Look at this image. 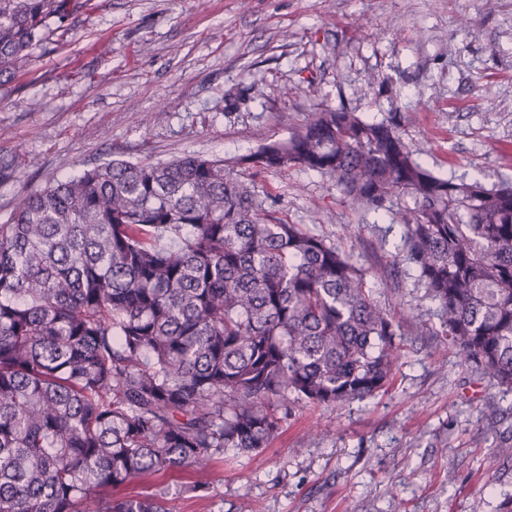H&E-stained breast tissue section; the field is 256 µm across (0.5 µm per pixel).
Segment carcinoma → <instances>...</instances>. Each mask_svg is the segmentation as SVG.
Returning a JSON list of instances; mask_svg holds the SVG:
<instances>
[{
  "mask_svg": "<svg viewBox=\"0 0 512 512\" xmlns=\"http://www.w3.org/2000/svg\"><path fill=\"white\" fill-rule=\"evenodd\" d=\"M90 0H0V87ZM405 116L322 106L251 155L336 180L401 227L398 256L448 344L512 390V185L442 178ZM174 241L166 247L162 242ZM401 326L367 272L270 210L240 162L109 160L53 178L0 223V512H168L120 494L266 448L300 403L369 397Z\"/></svg>",
  "mask_w": 512,
  "mask_h": 512,
  "instance_id": "cac0c4a2",
  "label": "carcinoma"
}]
</instances>
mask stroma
Masks as SVG:
<instances>
[{"label":"stroma","instance_id":"stroma-1","mask_svg":"<svg viewBox=\"0 0 512 512\" xmlns=\"http://www.w3.org/2000/svg\"><path fill=\"white\" fill-rule=\"evenodd\" d=\"M78 80L64 84L63 73ZM262 96L246 99L251 85ZM244 95V103L228 100ZM381 120L435 174L512 183V0H91L0 88V222L49 179L112 159L244 158L319 105ZM276 216L355 265L400 321V359L373 396L296 405L266 448L225 449L195 479H137L170 512H499L512 496V392L464 364L434 302L395 274L398 226L352 210L334 181L292 168L257 178Z\"/></svg>","mask_w":512,"mask_h":512}]
</instances>
